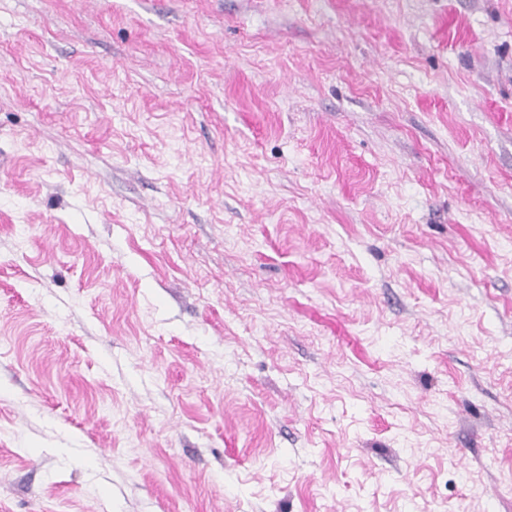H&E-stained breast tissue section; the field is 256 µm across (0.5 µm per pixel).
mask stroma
Masks as SVG:
<instances>
[{
    "label": "stroma",
    "instance_id": "1",
    "mask_svg": "<svg viewBox=\"0 0 512 512\" xmlns=\"http://www.w3.org/2000/svg\"><path fill=\"white\" fill-rule=\"evenodd\" d=\"M0 512H512V0H0Z\"/></svg>",
    "mask_w": 512,
    "mask_h": 512
}]
</instances>
